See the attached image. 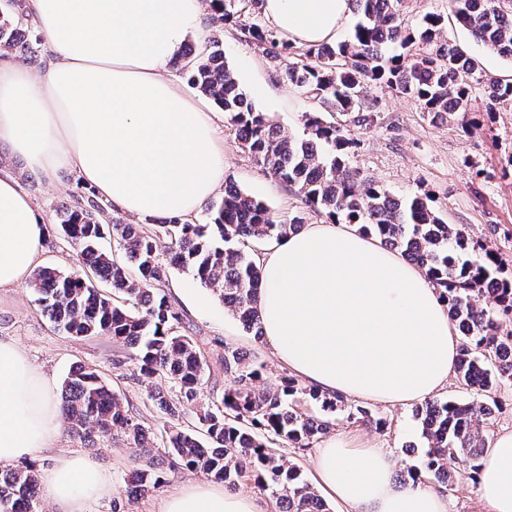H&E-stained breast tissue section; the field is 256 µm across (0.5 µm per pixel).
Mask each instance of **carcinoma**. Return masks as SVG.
Segmentation results:
<instances>
[{"label": "carcinoma", "mask_w": 512, "mask_h": 512, "mask_svg": "<svg viewBox=\"0 0 512 512\" xmlns=\"http://www.w3.org/2000/svg\"><path fill=\"white\" fill-rule=\"evenodd\" d=\"M217 20L235 26L260 45L288 84L316 101L305 113L302 138L273 123L248 98L219 42L196 52L181 50L174 65L219 108L231 115L243 146L264 169L299 197L302 211L286 219L249 192L229 185L209 208L210 223L180 217L127 224L114 217L104 225L101 209L62 216L61 227L78 251L83 272L42 268L27 284L55 329L72 337L109 335L129 351L142 375L161 378L178 389L170 399L152 386L148 398L166 418L164 454L170 468L200 471L224 483L228 491L245 479L275 501L278 512H330L300 467L285 460L283 448L305 451L334 426L331 414L343 403L339 395L305 388L288 377L280 385L265 382V365L224 344V374L235 386L217 401H200L208 363L197 341L180 331L181 316L163 294L168 269L181 270L210 289L256 337L263 336L257 302L262 284L259 258L251 245L297 232L304 212L321 214L336 224H355L379 238L404 259L425 270L443 290L448 318L461 348L456 377L475 393L471 400H427L417 409L427 444L424 472L448 491L454 481L448 459H463L469 478L489 447L483 423L499 387L512 383V269L490 247L473 241L448 223L426 193L399 198L376 180L350 166L359 139L378 118V100L365 85H384L416 101L432 120L462 121L476 108L473 87L483 89L485 110L512 108V79L488 75L447 34L444 18L427 13L407 28L405 0H351L358 15L349 37L336 43L298 46L261 23L263 0H212ZM501 0H448L455 25L486 51L512 60V8ZM22 0L0 9V52L32 54ZM415 52L397 54L394 49ZM343 117L329 121L326 113ZM112 236L120 259L102 244ZM106 283L111 293L96 288ZM321 400L323 415L303 408L306 398ZM195 411L198 429L182 425ZM61 416L82 442L123 438L139 457H150L154 433L128 413L121 399L95 369H70L62 388ZM347 418L383 428L366 407ZM162 474L154 463L126 480V504L155 490ZM39 486L33 466L0 472V512H38Z\"/></svg>", "instance_id": "obj_1"}]
</instances>
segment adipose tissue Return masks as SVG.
<instances>
[{
    "mask_svg": "<svg viewBox=\"0 0 512 512\" xmlns=\"http://www.w3.org/2000/svg\"><path fill=\"white\" fill-rule=\"evenodd\" d=\"M51 52L47 72L0 66V144L33 172L67 167L114 209L191 219L224 182L214 113L166 76L202 0H30ZM290 42L337 40L351 0H264ZM46 225L16 176L0 169V290L33 277ZM260 317L274 356L326 394L409 404L447 384L458 338L423 270L380 240L322 221L260 259ZM51 380L0 340V466L54 447ZM382 448L334 438L318 448V483L346 512H448V496L395 481ZM59 512L112 493L110 472L66 454L43 474ZM477 493L486 512H512V431L484 453ZM162 512H264L258 498L209 484L170 495Z\"/></svg>",
    "mask_w": 512,
    "mask_h": 512,
    "instance_id": "obj_1",
    "label": "adipose tissue"
}]
</instances>
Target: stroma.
Here are the masks:
<instances>
[{"mask_svg": "<svg viewBox=\"0 0 512 512\" xmlns=\"http://www.w3.org/2000/svg\"><path fill=\"white\" fill-rule=\"evenodd\" d=\"M212 37L219 40L255 108L285 130L303 134V114L312 109L311 100L288 86L261 48L241 40L231 28L213 24L210 17H203L191 28L185 40L201 50ZM366 93L379 101L380 117L361 133V146L351 157L352 167L396 196L429 193L448 223L460 225L471 237L486 242L512 266V176L498 175L512 154V111L499 110L466 134L456 124L430 121L416 102L396 96L388 88L371 84ZM218 124L224 138L225 182L237 184L282 215L298 211V197L243 148L227 114H220ZM0 165L18 172L22 189L48 226L42 265L66 272L80 270L76 249L61 233L60 213L98 203L94 188L67 168L47 175L25 171L23 162L3 145ZM168 286V299L182 315L183 332L198 342L208 361L204 398L219 399L233 384L232 377L224 373V348L228 345L264 363L267 382L276 384L287 376V368L271 354L267 340L247 333L210 290L178 271L171 272ZM0 339L17 342L30 363L57 385L72 365L94 367L119 394L125 410L154 434H161L164 417L148 399V381L128 353L108 336L76 338L54 330L28 288L0 291ZM370 408L376 417L386 420L384 429L350 422L340 411L335 435L352 439L357 446L390 449L397 472L421 469L424 442L414 405L374 402ZM68 452L107 468L112 475L113 496L88 501L84 512H112L114 502L124 499L127 477L146 465L145 459L136 457L121 440L101 438L87 446L65 427L56 447L40 452L33 460L35 472L43 473Z\"/></svg>", "mask_w": 512, "mask_h": 512, "instance_id": "1", "label": "stroma"}]
</instances>
